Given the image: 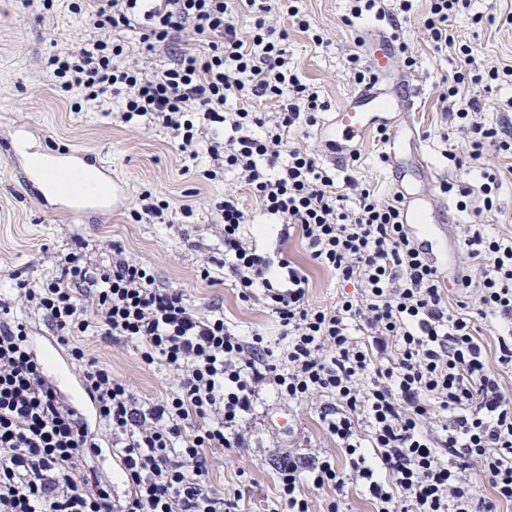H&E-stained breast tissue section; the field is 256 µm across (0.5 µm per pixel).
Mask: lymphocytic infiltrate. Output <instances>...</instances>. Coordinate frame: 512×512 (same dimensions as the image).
I'll list each match as a JSON object with an SVG mask.
<instances>
[{"mask_svg": "<svg viewBox=\"0 0 512 512\" xmlns=\"http://www.w3.org/2000/svg\"><path fill=\"white\" fill-rule=\"evenodd\" d=\"M255 9L249 37L235 25L238 6ZM469 0H431L425 21L436 47L456 42L452 20ZM96 39L49 57L46 80L85 100L123 99L124 122L145 118L170 128L182 152H194L199 122L223 127L210 142L214 161L234 170L264 214L283 223V236L302 231L311 258L353 284L335 307H312L307 279L288 261L271 263L247 245L251 217L225 196L223 266L239 295H263L284 340L238 336L215 310H199L182 290L160 288L144 263L113 255L91 265L70 252L58 278L16 299L41 311L70 346L101 431H92L54 390L28 344L30 326L0 302V512H234L231 499L207 489V452L245 448L260 393L302 401L322 395L321 419L349 466L335 455L285 451L275 468L279 494L269 512H313L310 491L331 489L327 512L356 483L374 512H499L512 506V238L475 225L463 243L478 275H457L472 308H449L437 266L410 236L400 195L383 200L358 181L336 180L315 154L290 141L291 129L314 125L327 110L318 91L288 66V32L266 20L262 0H75ZM141 28L147 50L171 59L153 71L128 60L112 43L117 30ZM455 72L446 98L461 99L455 129L469 158L486 145L512 153V142L480 119L483 105L469 84L497 80L498 71ZM273 100L275 116L227 111L228 99ZM494 317L502 332L494 352L475 321ZM94 333L130 340L143 363L165 366L175 384L165 398L137 406L129 384L87 358L75 337ZM198 424L194 434L185 421ZM128 487L114 499L108 481L88 463L102 432Z\"/></svg>", "mask_w": 512, "mask_h": 512, "instance_id": "lymphocytic-infiltrate-1", "label": "lymphocytic infiltrate"}]
</instances>
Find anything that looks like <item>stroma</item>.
<instances>
[{"label": "stroma", "mask_w": 512, "mask_h": 512, "mask_svg": "<svg viewBox=\"0 0 512 512\" xmlns=\"http://www.w3.org/2000/svg\"><path fill=\"white\" fill-rule=\"evenodd\" d=\"M70 3L51 0L45 8L40 0H0V136L22 122L39 133L38 148L68 147L97 153L111 166L113 179L121 183L125 201L121 209L91 222L65 220L30 197L10 161L0 156V299H13L18 284L39 289L56 279L60 274L57 255L79 247L86 259L96 264L107 259L116 244L128 258L152 267L161 286L183 289L195 307L204 310L221 305L226 321L241 336L259 332L275 341L280 330L263 299L241 300L234 279L221 270H214L209 279L201 275L206 260L224 256V230L216 205L228 193L237 195L254 218L251 243L263 255L288 260L307 276V295L313 307H333L341 293H353V286H342L332 272L312 260L299 231H292L289 239L281 238L279 225L260 213L234 173L208 180L206 173L214 162L206 146H199L196 158H189L179 151L171 129L144 119L124 122L120 99L102 106L84 101L78 90L59 92L44 82L50 55L94 36L84 17L71 11ZM268 3L272 7L270 23L288 32L290 68L332 108L339 107L356 86L350 57L358 51L357 37L379 25L380 16H352L350 0H296L314 31L322 34L324 42L319 45L311 33L292 25L277 0ZM411 3V10L399 14L397 21L414 58L405 74L424 86L419 110L412 119L424 139L426 158L448 186L444 193L435 186L426 187L425 192L432 204L445 201L455 207L459 224L458 229L440 237L438 246L445 292L454 306L463 299L453 278L465 259L462 247L472 224L480 222L496 236L512 237V158L503 157L492 145L485 148L480 160L467 158L459 167L446 158V149L459 145L460 140L451 133L440 95L464 59L457 47L435 48L424 26L429 0ZM510 13L512 0H471L456 19L454 27L461 39L474 47L480 68L512 67V26L501 21ZM469 93L483 103V121L512 132V79L473 85ZM330 117V111L318 113L316 125L292 131V138L314 152L336 179L351 176L387 196L393 186L387 166L379 160L380 142L368 137L359 148L356 167L337 168L320 133ZM488 172L499 180L489 212L483 208L480 190ZM463 185L470 186L472 193L467 210L460 211L456 204ZM150 195L166 196L175 205L166 221L134 218V210ZM181 204L192 205L191 217L178 212ZM80 345L87 356L109 365L114 376L127 380L139 403L165 397L173 384L164 367L142 363L133 343L84 336ZM322 403L319 396L296 403L263 393L248 447L219 448L211 455L208 480L214 492L239 494L238 512H264L267 501L278 491L271 464L285 449L308 456L335 451L334 440L319 420Z\"/></svg>", "instance_id": "35a3bbf8"}]
</instances>
